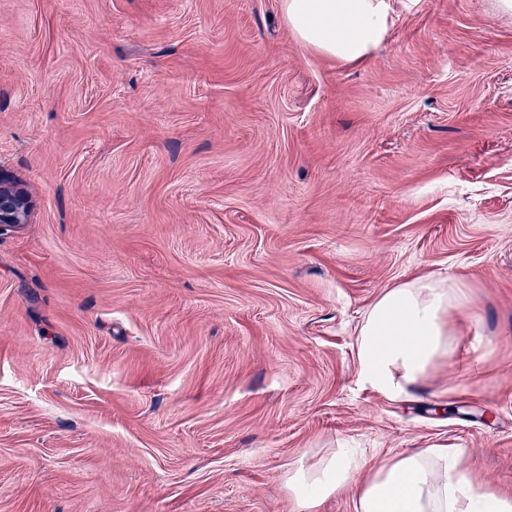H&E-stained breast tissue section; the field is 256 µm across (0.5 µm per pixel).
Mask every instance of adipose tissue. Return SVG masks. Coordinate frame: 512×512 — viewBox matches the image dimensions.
<instances>
[{
    "instance_id": "ef3b65f1",
    "label": "adipose tissue",
    "mask_w": 512,
    "mask_h": 512,
    "mask_svg": "<svg viewBox=\"0 0 512 512\" xmlns=\"http://www.w3.org/2000/svg\"><path fill=\"white\" fill-rule=\"evenodd\" d=\"M305 45L343 61L372 54L387 31L385 0H282ZM468 304L456 279L426 276L386 289L364 313L357 334L360 382L393 400L411 395L456 348L449 319ZM285 486L298 512H318L353 492L355 512H512V494L478 490L460 454L436 444L371 464L334 448L289 472Z\"/></svg>"
}]
</instances>
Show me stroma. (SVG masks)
Wrapping results in <instances>:
<instances>
[{"label": "stroma", "instance_id": "stroma-1", "mask_svg": "<svg viewBox=\"0 0 512 512\" xmlns=\"http://www.w3.org/2000/svg\"><path fill=\"white\" fill-rule=\"evenodd\" d=\"M387 2L344 62L282 0H0V512H295L343 444L512 493V13ZM428 275L458 348L394 401L357 328ZM30 200L26 190L9 178L0 175V230L26 224Z\"/></svg>", "mask_w": 512, "mask_h": 512}]
</instances>
